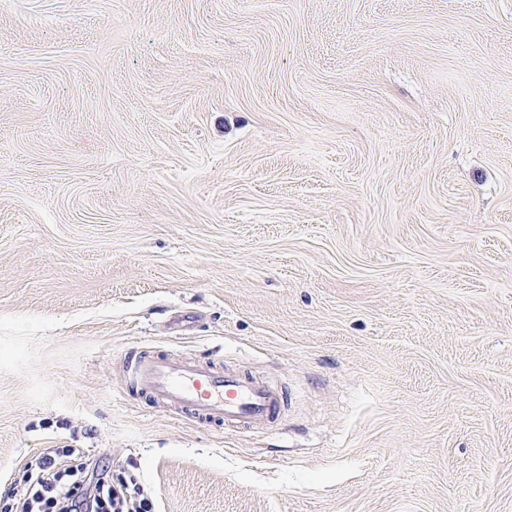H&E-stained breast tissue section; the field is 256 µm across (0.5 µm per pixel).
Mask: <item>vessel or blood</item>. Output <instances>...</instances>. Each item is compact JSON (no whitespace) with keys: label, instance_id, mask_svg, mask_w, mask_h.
I'll use <instances>...</instances> for the list:
<instances>
[{"label":"vessel or blood","instance_id":"1","mask_svg":"<svg viewBox=\"0 0 512 512\" xmlns=\"http://www.w3.org/2000/svg\"><path fill=\"white\" fill-rule=\"evenodd\" d=\"M123 367L128 393L150 408L229 429L270 430L287 403L265 379L220 361L136 348L125 353Z\"/></svg>","mask_w":512,"mask_h":512}]
</instances>
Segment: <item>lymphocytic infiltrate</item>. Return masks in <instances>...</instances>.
Wrapping results in <instances>:
<instances>
[{
    "instance_id": "lymphocytic-infiltrate-1",
    "label": "lymphocytic infiltrate",
    "mask_w": 512,
    "mask_h": 512,
    "mask_svg": "<svg viewBox=\"0 0 512 512\" xmlns=\"http://www.w3.org/2000/svg\"><path fill=\"white\" fill-rule=\"evenodd\" d=\"M0 499L16 512H151L140 484L113 481L107 466L76 459L71 448H48L27 465L24 485Z\"/></svg>"
}]
</instances>
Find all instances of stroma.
Segmentation results:
<instances>
[{
  "label": "stroma",
  "instance_id": "obj_1",
  "mask_svg": "<svg viewBox=\"0 0 512 512\" xmlns=\"http://www.w3.org/2000/svg\"><path fill=\"white\" fill-rule=\"evenodd\" d=\"M146 347L288 394L150 411ZM512 512V0H0V490ZM82 460L79 448L45 449L27 464L24 485L1 492L4 507L16 504V512H151L152 503L134 478L113 482L107 466Z\"/></svg>",
  "mask_w": 512,
  "mask_h": 512
}]
</instances>
